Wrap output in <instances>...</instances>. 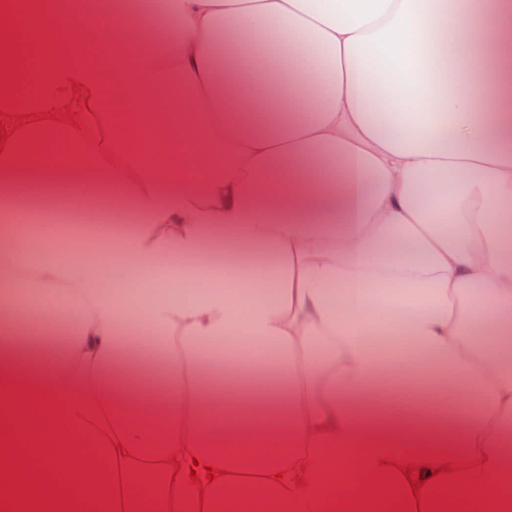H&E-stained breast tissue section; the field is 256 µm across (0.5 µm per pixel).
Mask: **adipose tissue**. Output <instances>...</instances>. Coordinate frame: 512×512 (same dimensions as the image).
I'll use <instances>...</instances> for the list:
<instances>
[{"mask_svg":"<svg viewBox=\"0 0 512 512\" xmlns=\"http://www.w3.org/2000/svg\"><path fill=\"white\" fill-rule=\"evenodd\" d=\"M81 8L23 0L44 45L0 59V411L32 458L48 393L162 512H328L402 457L511 488L512 0H172L164 42L114 0L87 40L182 114L121 131ZM92 206L125 225L81 258L18 231ZM108 250L138 272L110 291Z\"/></svg>","mask_w":512,"mask_h":512,"instance_id":"ef3b65f1","label":"adipose tissue"}]
</instances>
